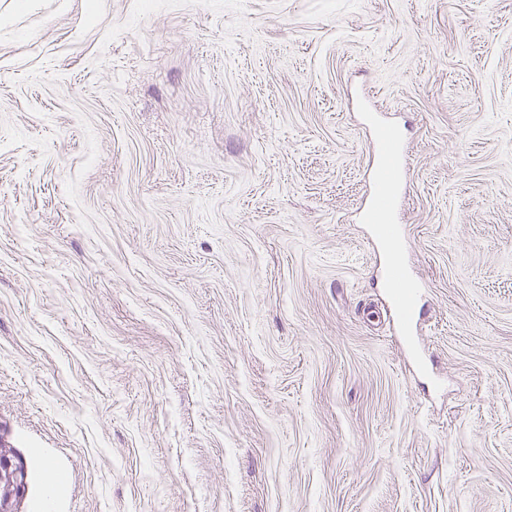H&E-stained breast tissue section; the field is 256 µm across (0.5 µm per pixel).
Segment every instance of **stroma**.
I'll list each match as a JSON object with an SVG mask.
<instances>
[{
	"label": "stroma",
	"mask_w": 512,
	"mask_h": 512,
	"mask_svg": "<svg viewBox=\"0 0 512 512\" xmlns=\"http://www.w3.org/2000/svg\"><path fill=\"white\" fill-rule=\"evenodd\" d=\"M0 442L20 512H512V0H0ZM371 125L375 137L374 192L364 212V220L375 224L381 241L399 248L401 228L393 216L403 176L400 129L392 122L371 120ZM404 258L400 252L399 259L390 255L388 265L389 288L394 306L398 312L400 328L404 332L412 329V318L418 296V286L410 282L403 270ZM0 483H4L10 490L9 495L0 501V511L19 512L15 505L20 503L25 492V468L19 457L8 455L0 457Z\"/></svg>",
	"instance_id": "1"
}]
</instances>
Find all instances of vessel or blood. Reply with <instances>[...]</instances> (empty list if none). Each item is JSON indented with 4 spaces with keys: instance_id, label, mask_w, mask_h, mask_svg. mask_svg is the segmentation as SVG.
<instances>
[{
    "instance_id": "b4317fda",
    "label": "vessel or blood",
    "mask_w": 512,
    "mask_h": 512,
    "mask_svg": "<svg viewBox=\"0 0 512 512\" xmlns=\"http://www.w3.org/2000/svg\"><path fill=\"white\" fill-rule=\"evenodd\" d=\"M375 152L373 159L374 192L364 212L373 224L378 238L386 244L398 245L401 228L394 221L398 190L403 176L402 140L399 127L391 122H374ZM403 259L390 257L388 279L391 297L398 312L400 328L411 331L418 287L403 270Z\"/></svg>"
}]
</instances>
